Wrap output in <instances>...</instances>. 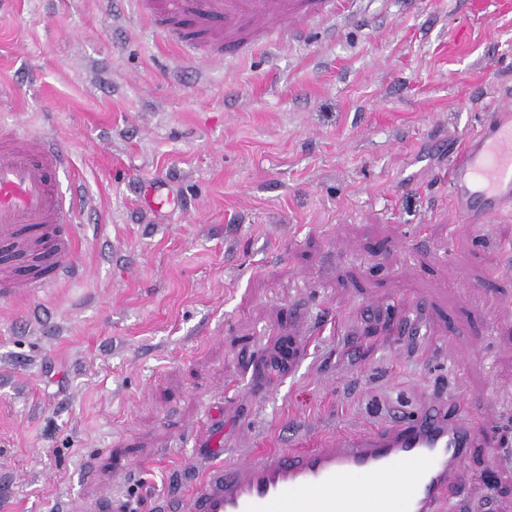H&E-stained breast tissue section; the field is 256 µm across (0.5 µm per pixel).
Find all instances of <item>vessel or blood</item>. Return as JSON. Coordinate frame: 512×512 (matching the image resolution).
I'll return each mask as SVG.
<instances>
[{"instance_id":"b4317fda","label":"vessel or blood","mask_w":512,"mask_h":512,"mask_svg":"<svg viewBox=\"0 0 512 512\" xmlns=\"http://www.w3.org/2000/svg\"><path fill=\"white\" fill-rule=\"evenodd\" d=\"M191 57L303 38L318 19L355 16L356 0H136ZM69 155L45 131L0 130V297L48 293L71 274L79 241L64 224L88 199L62 188ZM459 224L512 216V105L491 102L475 135L448 156ZM477 442L462 404L344 428L305 447L264 450L208 470L186 512H446L463 492L460 464Z\"/></svg>"}]
</instances>
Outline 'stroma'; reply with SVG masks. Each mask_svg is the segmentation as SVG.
I'll list each match as a JSON object with an SVG mask.
<instances>
[{"label": "stroma", "mask_w": 512, "mask_h": 512, "mask_svg": "<svg viewBox=\"0 0 512 512\" xmlns=\"http://www.w3.org/2000/svg\"><path fill=\"white\" fill-rule=\"evenodd\" d=\"M493 98L512 0H366L235 60L131 0H0V127L51 130L93 200L74 274L0 299V512H165L206 462L443 399L494 437L452 512H512V218L448 194ZM302 319L303 361L255 378Z\"/></svg>", "instance_id": "obj_1"}]
</instances>
